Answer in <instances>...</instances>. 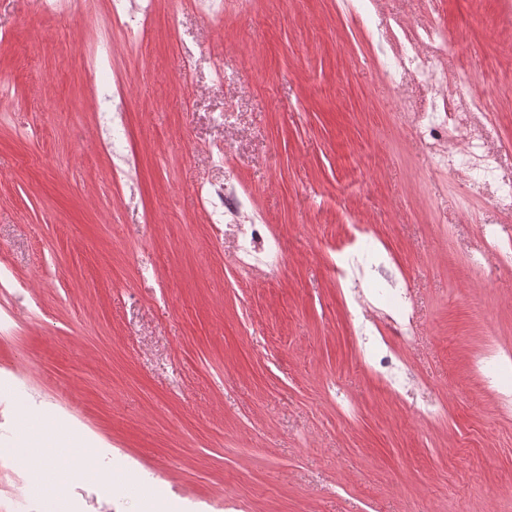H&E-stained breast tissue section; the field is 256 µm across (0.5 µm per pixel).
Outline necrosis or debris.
<instances>
[{
    "mask_svg": "<svg viewBox=\"0 0 512 512\" xmlns=\"http://www.w3.org/2000/svg\"><path fill=\"white\" fill-rule=\"evenodd\" d=\"M154 0H111V25L126 34L125 47L133 49L152 22ZM448 33L429 25L405 33L387 59L384 70L395 84L414 79L425 85L435 103L431 111L418 115L415 127L449 174L465 180L481 179L488 188L487 203L512 211V176L500 177L498 152L490 150L475 129L474 113L488 109L487 101L470 95L473 76L465 70L455 76L442 72L426 48L447 42ZM209 223L228 227L239 243L246 266L281 270L284 258L277 238L261 224L238 185L214 187L204 193ZM336 275L350 278L351 307L362 331L361 344L370 367L396 388L398 394L418 399L421 414L434 418L440 405L429 398L425 383L400 357L398 345L408 344L415 333L414 312L407 291L384 258L364 257L337 249ZM485 383L498 395L501 410L512 409V355L488 353L481 362Z\"/></svg>",
    "mask_w": 512,
    "mask_h": 512,
    "instance_id": "necrosis-or-debris-1",
    "label": "necrosis or debris"
}]
</instances>
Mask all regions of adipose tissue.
Instances as JSON below:
<instances>
[{
    "label": "adipose tissue",
    "mask_w": 512,
    "mask_h": 512,
    "mask_svg": "<svg viewBox=\"0 0 512 512\" xmlns=\"http://www.w3.org/2000/svg\"><path fill=\"white\" fill-rule=\"evenodd\" d=\"M80 443L82 451L79 455V471L88 478H95L99 475L97 450L94 442L89 437H82L81 440H74L67 432L48 433L44 428L33 421H26L16 441L15 455L24 457L25 465L32 477L34 485H41L43 475H51L55 484L49 498L51 503H59L64 494L60 487L64 485L69 474L67 468L58 466L56 463L57 450L65 443Z\"/></svg>",
    "instance_id": "1"
}]
</instances>
